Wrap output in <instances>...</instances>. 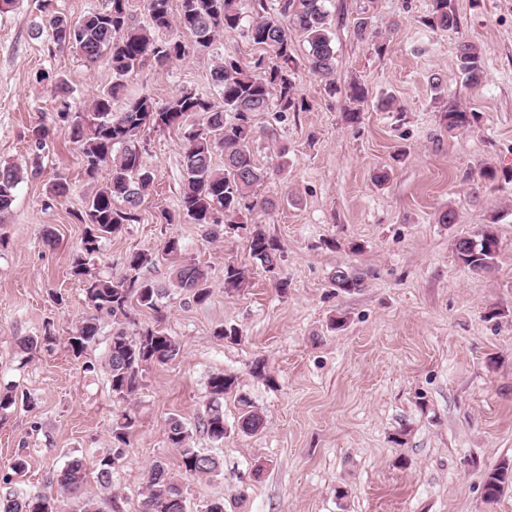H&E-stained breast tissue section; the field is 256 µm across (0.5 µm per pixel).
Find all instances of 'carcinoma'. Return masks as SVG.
<instances>
[{
    "label": "carcinoma",
    "mask_w": 512,
    "mask_h": 512,
    "mask_svg": "<svg viewBox=\"0 0 512 512\" xmlns=\"http://www.w3.org/2000/svg\"><path fill=\"white\" fill-rule=\"evenodd\" d=\"M46 22L54 41L76 51L89 63L108 56L112 68V85L98 94L89 115L73 109L67 81L55 79L52 89L58 101V118L68 125L71 137L80 143L85 175L97 179L108 169L107 180L90 195L78 221L85 224L79 253L71 263V273L83 283L85 294L96 314L85 319L67 339V347L76 357L82 356L96 341L100 316L112 320V338L108 348L109 381L112 396L126 401L139 386L141 372L156 363L164 364L181 351L179 342L160 323L163 319L159 301L163 291L151 280L139 276L140 270L164 259H176L171 266L173 285L192 298L197 305L207 303L212 294L208 274L192 258L183 256L180 239L164 240L157 255L136 252L126 258L120 274L102 277L92 272L89 259L99 250L101 239L121 232L126 224L138 219L141 199L153 182V174L143 163L139 139L150 129L183 127V181L177 209L163 213L168 224L186 221L200 225L205 237L215 241L230 234H242L247 240L252 259L268 273L275 274L283 261V250L262 225L248 222L257 209H266L271 201L257 200L254 186L274 175L271 169L259 167L253 154L257 131L253 118L276 105L279 111L297 108L294 96L293 68L296 64L294 43L289 34L299 32L307 44L306 62L310 72L319 79L328 93L336 91V55L332 46L326 0H279L278 14H266L263 0H254L257 8L251 22L243 25V0H182L178 15L171 14L170 0H147L149 21L140 26L132 20L128 0H104L101 7L71 20L50 9L52 0H41ZM426 25L433 30L458 27L452 0H432V10ZM242 29L255 44L269 52L259 57L253 69L243 68L233 58L219 57L210 72L211 84L218 98L209 99L188 89L159 103L147 92L127 93L126 77L152 60L167 64L180 60L190 52L210 47L225 29ZM355 34L361 41L382 50L378 32L368 17L355 23ZM459 70L468 84L484 79V61L478 47L461 40L456 47ZM123 98L125 106L112 111V102ZM196 112L203 115L200 124H187ZM448 128L471 125L474 114L459 109L446 112ZM224 159V167L213 164L214 155ZM22 181L15 165L0 164V219L9 212L15 189ZM120 200L124 206L118 207ZM482 226L476 233L455 240L457 257L473 272L488 271L495 263L499 239L494 224ZM367 273L358 269H338L330 283L337 292H354L365 286ZM245 271L229 261L224 265V292L230 294L244 288ZM137 303L156 314V324L142 326L130 333V308ZM54 342L47 332L18 341V348L28 352L40 345ZM235 387V379L222 373L212 374L207 383L208 401L202 419V429L215 441H224V396ZM262 417L254 410L239 418V430L246 435L258 433ZM133 418L120 415L112 426V438L118 444H128ZM167 439L171 447L180 450L181 467L190 475H208L220 469L219 461L191 447L192 435L185 423L172 417L167 423ZM115 458L101 456L94 464L102 496L81 497L88 474V464L81 456L72 457L59 474L47 481L53 494L39 490L0 496V512H59V496L73 500V512H112V468ZM512 486V465L503 462L484 480L487 500H496L505 488ZM187 498L178 479L166 463L155 461L147 474L140 512H186Z\"/></svg>",
    "instance_id": "carcinoma-1"
}]
</instances>
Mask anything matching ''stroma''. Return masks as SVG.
I'll return each mask as SVG.
<instances>
[{
	"label": "stroma",
	"mask_w": 512,
	"mask_h": 512,
	"mask_svg": "<svg viewBox=\"0 0 512 512\" xmlns=\"http://www.w3.org/2000/svg\"><path fill=\"white\" fill-rule=\"evenodd\" d=\"M457 29L424 26L432 0H327L336 51V96L308 70L307 45L293 34L295 91L304 108L254 118L257 164L282 172L255 189L273 205L259 212L283 248L277 276L249 255L245 239L213 242L195 224H167L183 179L177 128L143 136V161L155 180L137 222L100 243L90 265L100 276L124 270L127 256L156 253L178 237L208 273L212 296L190 302L170 286V263L143 268L169 289L164 328L180 354L147 367L131 401L113 398L108 376L112 322L100 321L95 343L74 357L65 343L92 315L84 287L71 275L84 226L76 218L95 188L80 147L58 116L51 80L66 78L77 108L112 82L107 60L85 63L55 44L39 0L0 8V164L38 163L17 187L0 220V386L30 393L34 409L0 418V477L21 494L42 489L70 456L95 462L115 455L112 494L117 512H139L147 472L166 461L182 477L189 512L223 499L225 512H512V488L496 501L483 494L485 474L512 461V183L486 186L488 166L512 167V0H452ZM369 14L383 51L358 40L354 26ZM482 51L485 78L466 85L456 45ZM260 51L241 31L221 32L214 45L165 66L147 63L129 88L167 101L183 89L208 98L219 56L252 67ZM442 87L433 90L431 81ZM369 91L357 123L346 119L351 81ZM393 99L395 111L377 109ZM475 113L465 129H448L445 112ZM47 127L41 153L28 134ZM385 166L390 179L372 176ZM59 178L67 196L50 199ZM455 210L452 224L440 214ZM500 214L499 250L490 271L461 264L454 241ZM55 234L44 241L45 230ZM235 261L249 284L224 292V264ZM367 272L361 291L333 294L336 268ZM288 283L279 290L277 280ZM345 319L342 329L331 318ZM222 324L238 326V342L217 339ZM51 331L52 347L20 354L25 336ZM263 362L265 376L252 367ZM234 376L224 397L223 443L199 421L212 373ZM263 418L255 435L239 431L243 405ZM131 412L128 445L112 442V424ZM193 433V447L220 460L207 477L184 475L167 441L169 418ZM25 454L27 469L9 465Z\"/></svg>",
	"instance_id": "stroma-1"
}]
</instances>
